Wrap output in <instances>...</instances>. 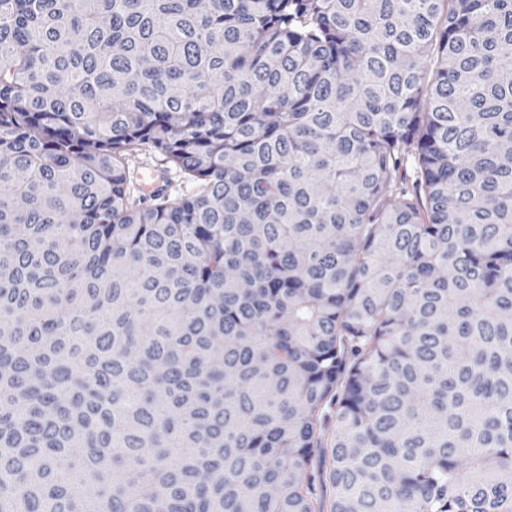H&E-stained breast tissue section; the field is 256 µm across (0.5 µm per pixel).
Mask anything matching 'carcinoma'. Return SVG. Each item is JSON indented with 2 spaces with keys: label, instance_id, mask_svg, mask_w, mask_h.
Segmentation results:
<instances>
[{
  "label": "carcinoma",
  "instance_id": "cac0c4a2",
  "mask_svg": "<svg viewBox=\"0 0 512 512\" xmlns=\"http://www.w3.org/2000/svg\"><path fill=\"white\" fill-rule=\"evenodd\" d=\"M511 142L512 0H0V512H512ZM131 167L135 169L136 194L147 201H150L153 195H145L140 187L150 193H156L160 189L158 187L160 177L152 171L162 172L165 175L163 189L172 194H188L193 190L192 185L182 179L174 169L168 168L159 156L136 152L132 157ZM149 172L151 173L148 176L141 177L142 182L139 185L138 175Z\"/></svg>",
  "mask_w": 512,
  "mask_h": 512
}]
</instances>
